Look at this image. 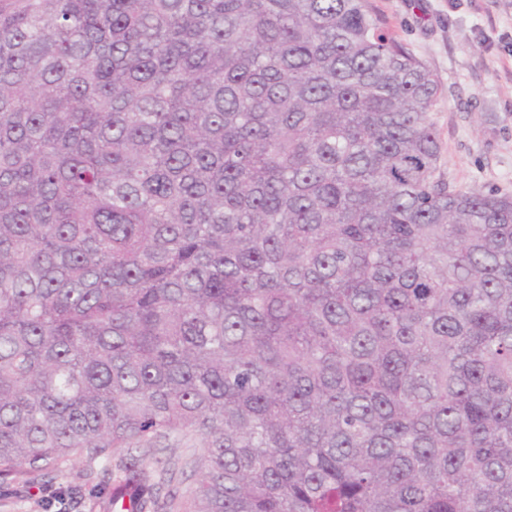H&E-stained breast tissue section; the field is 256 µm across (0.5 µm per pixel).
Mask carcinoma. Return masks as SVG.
<instances>
[{
  "label": "carcinoma",
  "instance_id": "1",
  "mask_svg": "<svg viewBox=\"0 0 512 512\" xmlns=\"http://www.w3.org/2000/svg\"><path fill=\"white\" fill-rule=\"evenodd\" d=\"M439 91L368 0H0V474L198 436L186 512H512V196Z\"/></svg>",
  "mask_w": 512,
  "mask_h": 512
}]
</instances>
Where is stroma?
<instances>
[{"label": "stroma", "instance_id": "35a3bbf8", "mask_svg": "<svg viewBox=\"0 0 512 512\" xmlns=\"http://www.w3.org/2000/svg\"><path fill=\"white\" fill-rule=\"evenodd\" d=\"M440 93L430 118L449 184L512 196V0H369ZM111 473L86 454L0 477V512H106Z\"/></svg>", "mask_w": 512, "mask_h": 512}]
</instances>
